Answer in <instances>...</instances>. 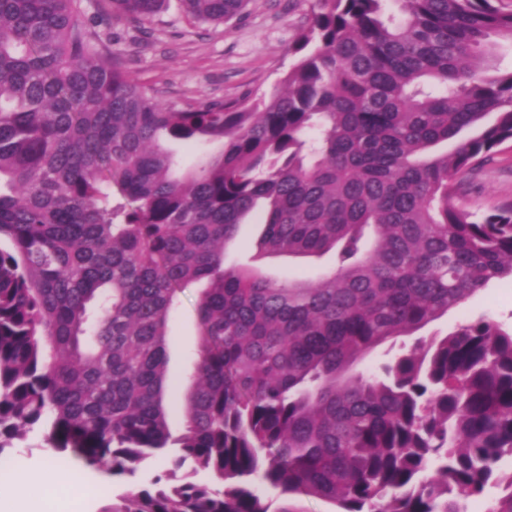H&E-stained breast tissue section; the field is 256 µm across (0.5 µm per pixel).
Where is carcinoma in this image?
I'll return each mask as SVG.
<instances>
[{
	"label": "carcinoma",
	"instance_id": "carcinoma-1",
	"mask_svg": "<svg viewBox=\"0 0 512 512\" xmlns=\"http://www.w3.org/2000/svg\"><path fill=\"white\" fill-rule=\"evenodd\" d=\"M178 2L215 24L246 4ZM499 2L313 0L277 93L180 106L104 58L80 0H0V457L42 429L133 477L175 446L99 512H271L256 479L337 512H465L494 485L488 512H512V327L480 316L350 374L512 277V205L456 200L512 140ZM168 6L100 0L135 23ZM163 138L220 149L183 171ZM255 215L261 255L334 267L226 265ZM201 281L174 439L168 324ZM265 263L269 268L281 266L282 269L288 267L290 276L315 277L323 270L331 267L334 262L331 255H326L318 260L314 259L309 262L302 261L299 264H290L289 266H284V264H288V259H267Z\"/></svg>",
	"mask_w": 512,
	"mask_h": 512
}]
</instances>
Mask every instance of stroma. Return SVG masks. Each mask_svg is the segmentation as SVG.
I'll use <instances>...</instances> for the list:
<instances>
[{
    "mask_svg": "<svg viewBox=\"0 0 512 512\" xmlns=\"http://www.w3.org/2000/svg\"><path fill=\"white\" fill-rule=\"evenodd\" d=\"M81 6L92 31L109 50L121 53L138 83L156 89L163 102L196 105L236 99L248 91L271 94L295 61L291 49L310 18L312 0H248L238 16L220 25L193 20L175 2L142 25L101 13L98 0H81ZM458 197L481 213L512 204V140L496 147L492 161L463 176ZM200 289L197 283L186 288L169 323L171 385L182 394L187 391L184 375L199 345ZM481 315L512 325V278L491 282L419 335L443 336ZM170 466L167 455H158L136 476L105 478L99 497L83 502L65 496L58 512H98L108 497L122 494L132 484L147 483Z\"/></svg>",
    "mask_w": 512,
    "mask_h": 512,
    "instance_id": "35a3bbf8",
    "label": "stroma"
}]
</instances>
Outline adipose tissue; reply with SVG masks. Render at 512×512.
Segmentation results:
<instances>
[{"label":"adipose tissue","instance_id":"ef3b65f1","mask_svg":"<svg viewBox=\"0 0 512 512\" xmlns=\"http://www.w3.org/2000/svg\"><path fill=\"white\" fill-rule=\"evenodd\" d=\"M12 489L18 508H26L50 487H63L75 495L90 498L97 496V486L87 480L79 469L47 464L38 473H30L25 459H16Z\"/></svg>","mask_w":512,"mask_h":512}]
</instances>
